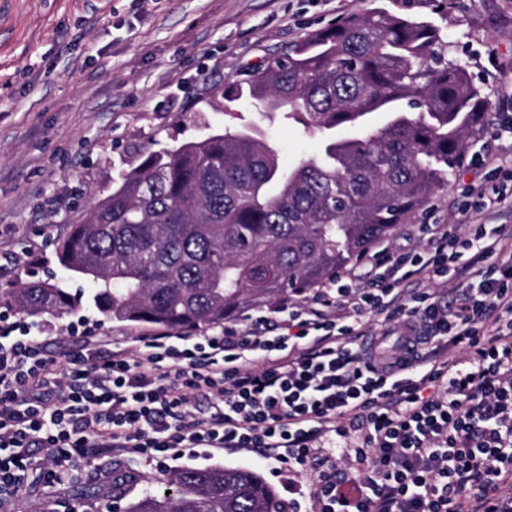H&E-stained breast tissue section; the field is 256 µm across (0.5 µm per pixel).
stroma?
<instances>
[{"instance_id": "stroma-1", "label": "stroma", "mask_w": 512, "mask_h": 512, "mask_svg": "<svg viewBox=\"0 0 512 512\" xmlns=\"http://www.w3.org/2000/svg\"><path fill=\"white\" fill-rule=\"evenodd\" d=\"M378 6L440 27L449 57L465 63L482 89L489 122L512 113V0H0V314L20 318L10 295L23 279L89 295L91 283L62 269L56 247L100 195L152 150L260 123L249 100L225 103L226 80ZM491 53L502 66L494 80L481 67ZM261 125L284 163L315 154L316 141L297 127ZM468 185L492 183L484 171L457 168L425 209L397 227L391 246L417 247L413 232L425 221L469 232L461 214ZM75 317L111 344L153 332L105 320L89 304L72 317L45 314L46 351L58 363L80 344L68 330ZM211 464L255 469L282 499L311 512L313 473L231 449L188 452L163 467L115 454L59 486L33 477L10 510L47 512L52 501L66 500L86 512L75 497L81 487L124 505L144 490L167 489L178 467Z\"/></svg>"}]
</instances>
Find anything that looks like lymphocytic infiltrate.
<instances>
[{
    "instance_id": "obj_1",
    "label": "lymphocytic infiltrate",
    "mask_w": 512,
    "mask_h": 512,
    "mask_svg": "<svg viewBox=\"0 0 512 512\" xmlns=\"http://www.w3.org/2000/svg\"><path fill=\"white\" fill-rule=\"evenodd\" d=\"M494 173L502 186L467 190L470 234L421 225V250L382 247L370 271L338 274L284 319L246 310L211 332L148 336L108 357L89 349L60 368L45 327L1 315L0 502L33 469L53 485L115 450L162 464L187 449L262 448L315 473L314 512H512V225L496 221L512 209V166ZM459 262L465 283L439 295ZM369 315L422 352L373 355ZM340 454L357 496L343 490Z\"/></svg>"
}]
</instances>
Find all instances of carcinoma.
Here are the masks:
<instances>
[{
    "label": "carcinoma",
    "mask_w": 512,
    "mask_h": 512,
    "mask_svg": "<svg viewBox=\"0 0 512 512\" xmlns=\"http://www.w3.org/2000/svg\"><path fill=\"white\" fill-rule=\"evenodd\" d=\"M270 119L318 139L286 166L249 125L146 156L57 246L107 320L194 328L285 293H301L360 259L448 184L484 124L486 101L448 40L422 19L376 7L305 39L243 80ZM29 316L64 314L82 297L21 281ZM125 512H288L256 470L187 466L168 492Z\"/></svg>",
    "instance_id": "obj_1"
}]
</instances>
